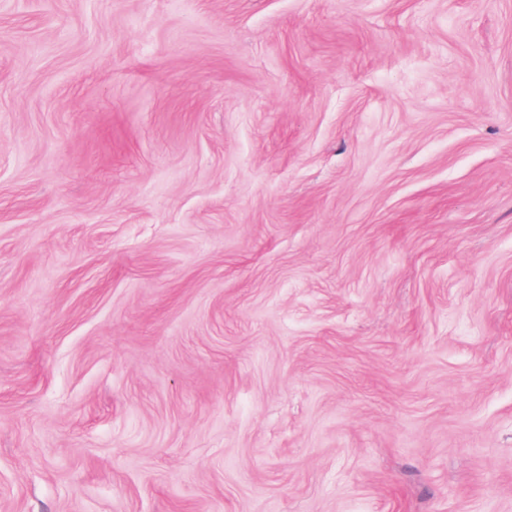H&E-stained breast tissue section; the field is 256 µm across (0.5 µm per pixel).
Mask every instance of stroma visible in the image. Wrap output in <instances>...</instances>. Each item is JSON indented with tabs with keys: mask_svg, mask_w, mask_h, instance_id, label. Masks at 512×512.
Returning a JSON list of instances; mask_svg holds the SVG:
<instances>
[{
	"mask_svg": "<svg viewBox=\"0 0 512 512\" xmlns=\"http://www.w3.org/2000/svg\"><path fill=\"white\" fill-rule=\"evenodd\" d=\"M0 512H512V0H0Z\"/></svg>",
	"mask_w": 512,
	"mask_h": 512,
	"instance_id": "stroma-1",
	"label": "stroma"
}]
</instances>
